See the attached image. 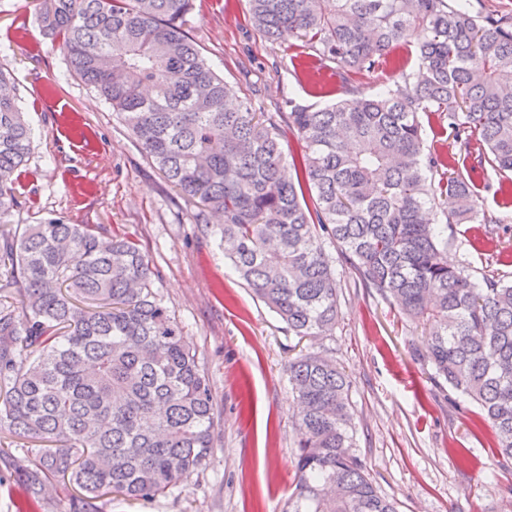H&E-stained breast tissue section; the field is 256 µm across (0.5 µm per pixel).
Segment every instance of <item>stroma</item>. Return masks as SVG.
Masks as SVG:
<instances>
[{
  "instance_id": "obj_1",
  "label": "stroma",
  "mask_w": 512,
  "mask_h": 512,
  "mask_svg": "<svg viewBox=\"0 0 512 512\" xmlns=\"http://www.w3.org/2000/svg\"><path fill=\"white\" fill-rule=\"evenodd\" d=\"M38 0H0V66L11 71L34 129L17 184V224L60 219L103 236L135 240L155 273L154 290L195 350L212 394L213 452L198 472L151 501L113 499L106 512H286L295 490L297 401L289 360L327 355L351 381L356 452L398 512H503L512 465L501 466L473 425L475 407L454 406L450 388L414 355L422 329L373 291L333 244L340 319L334 335L298 337L253 296L219 246L217 223L199 224L187 202L146 158L122 120L69 72L61 39L46 35ZM186 30L239 96L277 112L283 96L321 108L346 96L336 77L303 66L299 48L272 43L248 20L247 0H196ZM479 204L501 217L449 225L453 263L512 281V173L475 167ZM471 448L468 461L453 450ZM59 489L33 505L0 465V512H68Z\"/></svg>"
}]
</instances>
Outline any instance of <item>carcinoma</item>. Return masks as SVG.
<instances>
[{
	"label": "carcinoma",
	"mask_w": 512,
	"mask_h": 512,
	"mask_svg": "<svg viewBox=\"0 0 512 512\" xmlns=\"http://www.w3.org/2000/svg\"><path fill=\"white\" fill-rule=\"evenodd\" d=\"M277 43L296 38L319 69L350 83L422 31L417 64L366 96L320 109L283 99L255 112L185 29L195 0H42L70 69L124 120L147 159L222 221L224 253L253 295L296 336H331L338 281L323 242L361 285L423 325L433 381L479 408L512 460V284L448 263V238L423 218L442 197L448 224L482 218L467 161L512 172V7L485 0H248ZM0 68V224L18 208L32 131ZM451 130L459 161L424 152L419 114ZM302 143L285 155L282 126ZM290 167L295 177L285 179ZM139 244L50 220L0 231V433L31 443L0 463L39 498L73 486L70 512L112 495L169 493L213 448V404L196 352L153 290ZM18 289L25 321L6 291ZM300 402L288 512H397L354 450L350 381L331 359L288 362Z\"/></svg>",
	"instance_id": "cac0c4a2"
}]
</instances>
